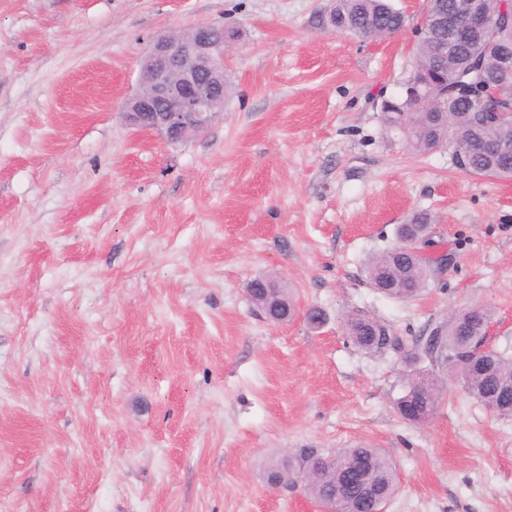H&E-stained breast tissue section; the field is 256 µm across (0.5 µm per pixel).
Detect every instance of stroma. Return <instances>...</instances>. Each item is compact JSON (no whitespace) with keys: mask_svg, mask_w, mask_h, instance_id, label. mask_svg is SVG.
I'll use <instances>...</instances> for the list:
<instances>
[{"mask_svg":"<svg viewBox=\"0 0 512 512\" xmlns=\"http://www.w3.org/2000/svg\"><path fill=\"white\" fill-rule=\"evenodd\" d=\"M392 3L404 27L361 40L330 0H0V512H319L268 467L356 445L397 468L385 512H512V416L423 352L481 305L512 356V179L382 124L427 8ZM202 23L239 33L222 114L182 144L129 127L141 56ZM416 210L453 264L384 297L364 267ZM261 275L297 317L252 303ZM352 313L404 350L354 346ZM415 374L444 385L422 423Z\"/></svg>","mask_w":512,"mask_h":512,"instance_id":"35a3bbf8","label":"stroma"}]
</instances>
